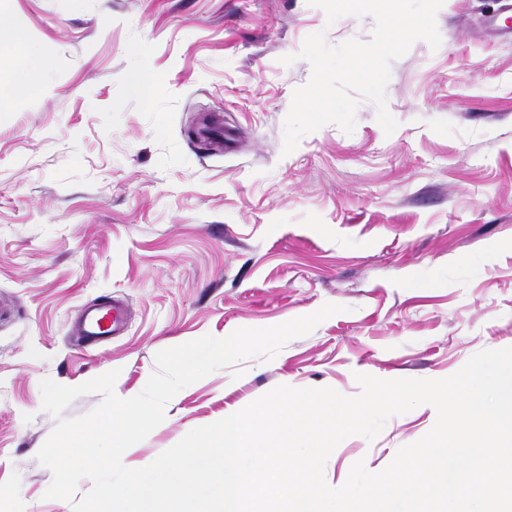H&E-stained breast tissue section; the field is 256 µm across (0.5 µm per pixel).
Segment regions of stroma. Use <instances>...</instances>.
I'll return each mask as SVG.
<instances>
[{"label": "stroma", "mask_w": 512, "mask_h": 512, "mask_svg": "<svg viewBox=\"0 0 512 512\" xmlns=\"http://www.w3.org/2000/svg\"><path fill=\"white\" fill-rule=\"evenodd\" d=\"M23 16L37 87L0 49V512H73L37 453L57 419L40 382L119 370L137 395L155 354L341 305L271 361L180 391L123 462L151 463L191 429L279 385L354 396L356 374L443 379L512 347V0H444L438 48L391 64L385 135L358 98L283 154L310 34L369 40L372 17L327 24L307 0H0ZM146 74L145 94L124 81ZM127 308L122 335L82 334L86 307ZM417 407L372 441H342L325 478L378 472L434 426Z\"/></svg>", "instance_id": "stroma-1"}]
</instances>
